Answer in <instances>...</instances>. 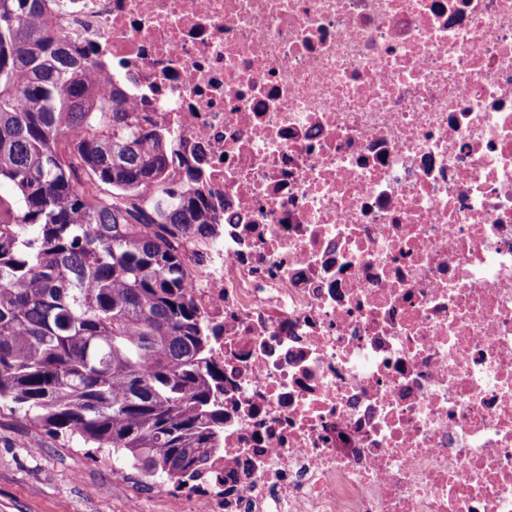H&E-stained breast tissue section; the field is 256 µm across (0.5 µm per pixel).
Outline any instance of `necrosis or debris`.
I'll return each mask as SVG.
<instances>
[{
  "label": "necrosis or debris",
  "instance_id": "necrosis-or-debris-1",
  "mask_svg": "<svg viewBox=\"0 0 512 512\" xmlns=\"http://www.w3.org/2000/svg\"><path fill=\"white\" fill-rule=\"evenodd\" d=\"M173 137L224 446L163 512H512V0H46Z\"/></svg>",
  "mask_w": 512,
  "mask_h": 512
}]
</instances>
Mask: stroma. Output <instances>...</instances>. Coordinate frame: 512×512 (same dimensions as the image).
<instances>
[{
  "label": "stroma",
  "mask_w": 512,
  "mask_h": 512,
  "mask_svg": "<svg viewBox=\"0 0 512 512\" xmlns=\"http://www.w3.org/2000/svg\"><path fill=\"white\" fill-rule=\"evenodd\" d=\"M127 465L0 404V512H157L163 480H121Z\"/></svg>",
  "instance_id": "obj_1"
}]
</instances>
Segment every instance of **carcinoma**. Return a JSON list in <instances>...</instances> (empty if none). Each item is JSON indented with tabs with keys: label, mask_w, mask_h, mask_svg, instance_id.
Returning <instances> with one entry per match:
<instances>
[{
	"label": "carcinoma",
	"mask_w": 512,
	"mask_h": 512,
	"mask_svg": "<svg viewBox=\"0 0 512 512\" xmlns=\"http://www.w3.org/2000/svg\"><path fill=\"white\" fill-rule=\"evenodd\" d=\"M0 0V402L167 482L224 445V371L188 294L202 193L169 180L172 139L104 62Z\"/></svg>",
	"instance_id": "carcinoma-1"
}]
</instances>
